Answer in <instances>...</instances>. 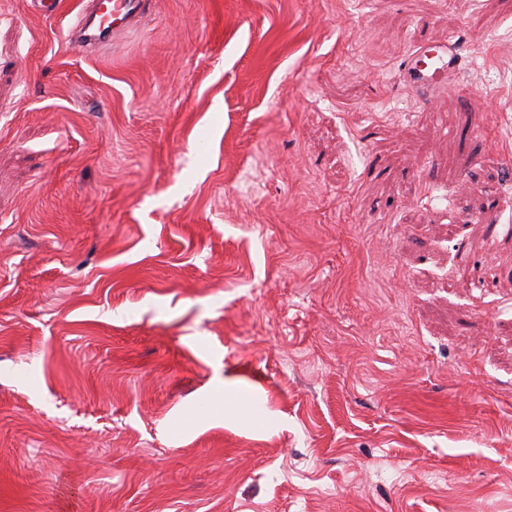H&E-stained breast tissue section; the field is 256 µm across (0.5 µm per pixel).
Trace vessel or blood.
Returning <instances> with one entry per match:
<instances>
[{
  "mask_svg": "<svg viewBox=\"0 0 512 512\" xmlns=\"http://www.w3.org/2000/svg\"><path fill=\"white\" fill-rule=\"evenodd\" d=\"M151 0H105L103 5L83 11L72 35L86 50L114 42L136 29L149 13ZM460 67L455 41L419 46L409 54L404 72L410 89L423 101L435 100L446 89V80Z\"/></svg>",
  "mask_w": 512,
  "mask_h": 512,
  "instance_id": "1",
  "label": "vessel or blood"
}]
</instances>
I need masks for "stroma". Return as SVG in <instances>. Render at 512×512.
Listing matches in <instances>:
<instances>
[{"label": "stroma", "instance_id": "35a3bbf8", "mask_svg": "<svg viewBox=\"0 0 512 512\" xmlns=\"http://www.w3.org/2000/svg\"><path fill=\"white\" fill-rule=\"evenodd\" d=\"M82 8L0 0V512H512V0ZM151 0H111L102 5L97 3L83 11L77 24L72 28V36L77 45L85 50H93L101 45L114 43L117 37L136 29L150 12ZM97 20V28L89 34L91 23ZM428 55H433L441 64L435 76H428L421 71L420 64ZM460 62L458 48L453 39L448 40V43L421 45L409 54L404 65L408 86L418 99L434 101L446 90V80L459 69Z\"/></svg>", "mask_w": 512, "mask_h": 512}]
</instances>
